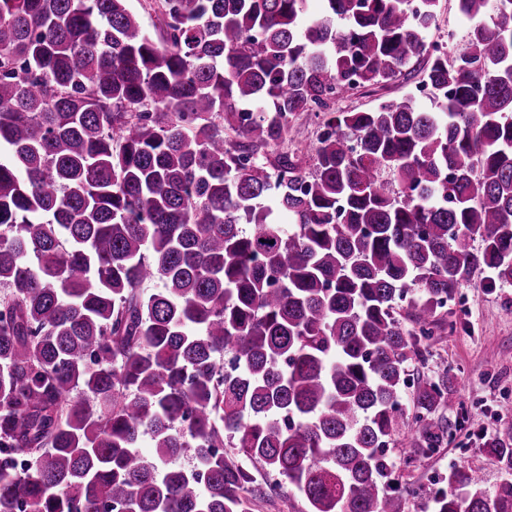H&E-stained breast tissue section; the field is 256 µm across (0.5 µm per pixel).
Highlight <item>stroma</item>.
I'll return each instance as SVG.
<instances>
[{
	"mask_svg": "<svg viewBox=\"0 0 512 512\" xmlns=\"http://www.w3.org/2000/svg\"><path fill=\"white\" fill-rule=\"evenodd\" d=\"M413 83L395 81L386 86L365 85L353 95L337 101L340 110L374 107L383 98L414 96ZM424 110L436 107L429 96H414ZM323 114L302 112L295 116L281 148L300 152L306 171L315 165ZM424 363L420 378L430 382L442 375L452 379L453 409L443 415L451 422V433L429 456L406 463L407 438H400L391 450L402 483L416 488L407 497L405 512H433L430 491L447 481L453 468L480 469L487 490L502 480L501 464L488 443L512 433V286L487 289L482 275H475L448 303V312L433 340L422 346Z\"/></svg>",
	"mask_w": 512,
	"mask_h": 512,
	"instance_id": "35a3bbf8",
	"label": "stroma"
}]
</instances>
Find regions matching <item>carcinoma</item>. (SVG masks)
Here are the masks:
<instances>
[{
  "instance_id": "carcinoma-1",
  "label": "carcinoma",
  "mask_w": 512,
  "mask_h": 512,
  "mask_svg": "<svg viewBox=\"0 0 512 512\" xmlns=\"http://www.w3.org/2000/svg\"><path fill=\"white\" fill-rule=\"evenodd\" d=\"M128 2L0 0V512H254L260 471L403 512L389 448L449 432L448 374L404 403L421 342L512 285V0H458L453 56L439 0H154L155 36ZM419 61L437 111L333 109ZM299 112L311 173L268 153ZM492 448L503 482L454 470L435 512H512ZM440 7L437 11L435 23L428 34L429 42H437L443 39L448 32V44L453 42L448 51L458 50L465 47L467 41V21L459 14L456 0H440ZM448 28L452 30H448ZM455 32V33H454Z\"/></svg>"
}]
</instances>
